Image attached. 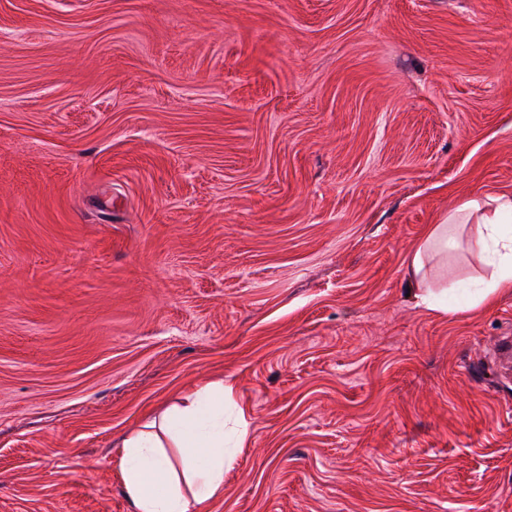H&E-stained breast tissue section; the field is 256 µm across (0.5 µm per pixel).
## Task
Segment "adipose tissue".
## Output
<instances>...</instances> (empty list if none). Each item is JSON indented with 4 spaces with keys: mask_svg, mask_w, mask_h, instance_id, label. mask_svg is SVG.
I'll return each instance as SVG.
<instances>
[{
    "mask_svg": "<svg viewBox=\"0 0 512 512\" xmlns=\"http://www.w3.org/2000/svg\"><path fill=\"white\" fill-rule=\"evenodd\" d=\"M467 246L491 273L467 303L476 307L512 291V196L473 194L432 225L411 263L420 274L433 257ZM123 491L134 512H201L224 494V385L210 383L171 406L159 424L120 442Z\"/></svg>",
    "mask_w": 512,
    "mask_h": 512,
    "instance_id": "adipose-tissue-1",
    "label": "adipose tissue"
}]
</instances>
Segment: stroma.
Segmentation results:
<instances>
[{"label": "stroma", "mask_w": 512, "mask_h": 512, "mask_svg": "<svg viewBox=\"0 0 512 512\" xmlns=\"http://www.w3.org/2000/svg\"><path fill=\"white\" fill-rule=\"evenodd\" d=\"M512 194V0H0V512H133L203 384L206 512H512V292L430 225ZM155 420L125 436L121 448L123 491L135 512H201L224 496V381L209 383L173 405L161 416L159 428L167 446L152 431ZM168 448H177L173 459Z\"/></svg>", "instance_id": "stroma-1"}]
</instances>
